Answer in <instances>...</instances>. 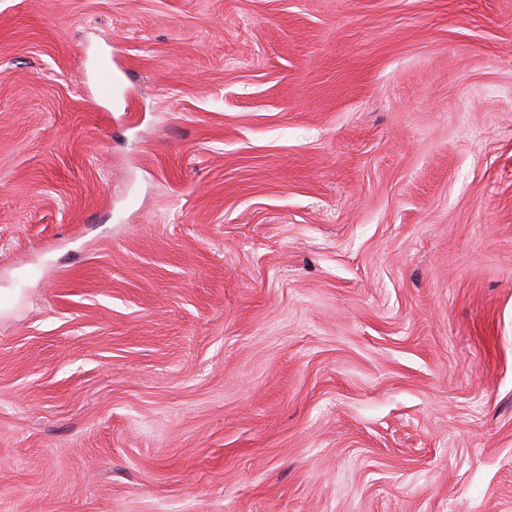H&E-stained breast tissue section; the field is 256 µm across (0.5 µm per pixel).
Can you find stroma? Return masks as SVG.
Returning <instances> with one entry per match:
<instances>
[{"instance_id":"1","label":"stroma","mask_w":512,"mask_h":512,"mask_svg":"<svg viewBox=\"0 0 512 512\" xmlns=\"http://www.w3.org/2000/svg\"><path fill=\"white\" fill-rule=\"evenodd\" d=\"M0 512H512V0H0Z\"/></svg>"}]
</instances>
